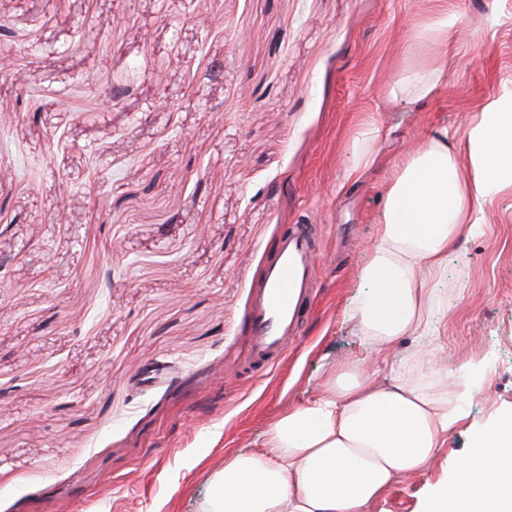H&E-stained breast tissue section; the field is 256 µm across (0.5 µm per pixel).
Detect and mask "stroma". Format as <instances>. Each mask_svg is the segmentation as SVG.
<instances>
[{"instance_id": "35a3bbf8", "label": "stroma", "mask_w": 512, "mask_h": 512, "mask_svg": "<svg viewBox=\"0 0 512 512\" xmlns=\"http://www.w3.org/2000/svg\"><path fill=\"white\" fill-rule=\"evenodd\" d=\"M0 0V512H209L228 458L354 360L345 315L401 157L512 90V0H456L448 83L391 99L431 0ZM223 73L207 81V62ZM137 71L131 93L100 89ZM47 91L40 117L24 97ZM384 136L359 178L364 117ZM435 283L427 376L468 378L433 461L369 512H422L512 415V195ZM318 224L303 337L258 370L248 313L279 238Z\"/></svg>"}]
</instances>
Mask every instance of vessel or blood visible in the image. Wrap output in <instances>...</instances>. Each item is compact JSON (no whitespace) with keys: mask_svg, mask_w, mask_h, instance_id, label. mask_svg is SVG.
I'll list each match as a JSON object with an SVG mask.
<instances>
[{"mask_svg":"<svg viewBox=\"0 0 512 512\" xmlns=\"http://www.w3.org/2000/svg\"><path fill=\"white\" fill-rule=\"evenodd\" d=\"M316 227L296 224L279 240L269 259L252 306L250 348L257 363L282 354L300 337L302 311L317 283Z\"/></svg>","mask_w":512,"mask_h":512,"instance_id":"vessel-or-blood-1","label":"vessel or blood"}]
</instances>
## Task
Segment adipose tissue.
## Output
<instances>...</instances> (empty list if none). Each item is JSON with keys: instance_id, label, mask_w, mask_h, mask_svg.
<instances>
[{"instance_id": "ef3b65f1", "label": "adipose tissue", "mask_w": 512, "mask_h": 512, "mask_svg": "<svg viewBox=\"0 0 512 512\" xmlns=\"http://www.w3.org/2000/svg\"><path fill=\"white\" fill-rule=\"evenodd\" d=\"M459 22L451 0H437L410 51L447 48ZM447 80L446 67L418 63L392 92L430 97ZM503 193L512 194V93L489 100L463 139L442 128L406 153L362 270L371 291L348 310L363 356L327 371L312 399L272 423L261 449L225 464L224 512H366L395 480L427 468L460 418L448 393L465 384L424 382L420 354L388 355L403 337L434 332L431 285ZM424 512H512V416L490 428Z\"/></svg>"}]
</instances>
